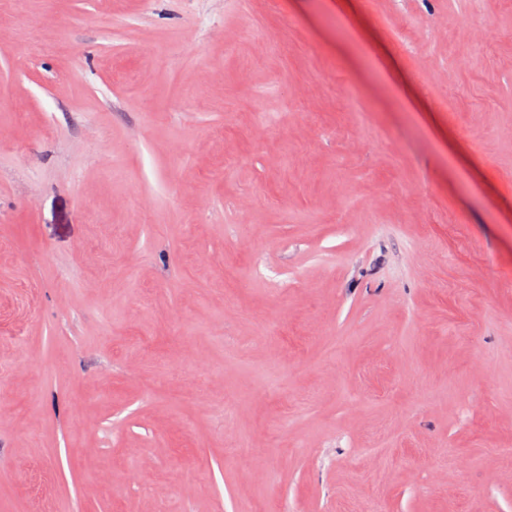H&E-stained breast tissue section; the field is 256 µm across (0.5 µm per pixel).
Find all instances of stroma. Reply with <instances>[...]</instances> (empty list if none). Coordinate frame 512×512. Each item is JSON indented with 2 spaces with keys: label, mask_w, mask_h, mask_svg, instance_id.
Listing matches in <instances>:
<instances>
[{
  "label": "stroma",
  "mask_w": 512,
  "mask_h": 512,
  "mask_svg": "<svg viewBox=\"0 0 512 512\" xmlns=\"http://www.w3.org/2000/svg\"><path fill=\"white\" fill-rule=\"evenodd\" d=\"M0 13V512H512V0Z\"/></svg>",
  "instance_id": "obj_1"
}]
</instances>
